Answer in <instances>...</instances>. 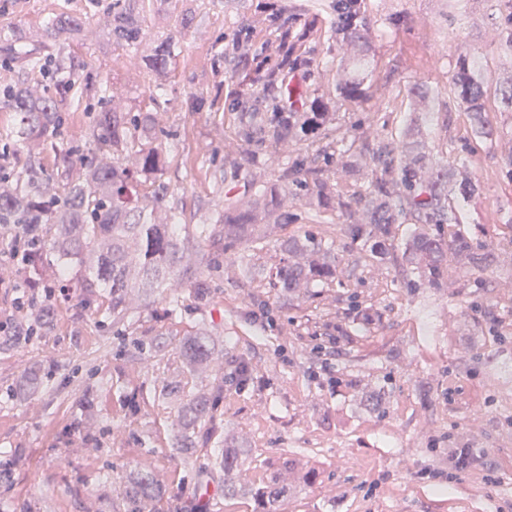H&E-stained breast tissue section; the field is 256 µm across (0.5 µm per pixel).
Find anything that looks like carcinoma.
I'll return each instance as SVG.
<instances>
[{
    "label": "carcinoma",
    "mask_w": 512,
    "mask_h": 512,
    "mask_svg": "<svg viewBox=\"0 0 512 512\" xmlns=\"http://www.w3.org/2000/svg\"><path fill=\"white\" fill-rule=\"evenodd\" d=\"M146 2L112 0V40L135 53L143 41L140 17ZM498 4L504 20L500 40L512 51V0H498ZM331 8L334 18L330 32L342 36L343 43L368 38L371 23L364 0H334ZM270 9L272 31L264 50L273 51L280 62L276 69L258 78L259 95L267 111L237 112L232 116L240 152L236 169L246 171L245 191L240 197L225 200L216 223L198 225L199 237H214L224 241V247L236 250L234 262L246 278L252 274L249 251L254 244H273L285 255L272 277L273 286L304 294L314 283H324L336 274V256L333 244L317 239L309 231L286 232L280 211L303 197L318 219L327 211L339 210L342 233L368 247L380 261L394 257V225H416L404 244L401 262L408 275L417 276L418 282L431 287L441 284L448 250L477 260L470 239L459 232L449 238L444 230L446 224H461L453 205L454 195L469 199L477 185L461 182L450 186L451 168L433 161V155L410 139L407 127L378 134L371 140L362 141L347 132L330 138L328 125L332 117L326 104L318 101L309 111H300L298 105L307 104V96L287 81L288 72L298 66L294 57L296 7L276 0ZM82 26V19L67 15L47 33L57 39L81 31ZM252 38L249 26L242 24L234 30L233 45L238 50H248ZM43 47L36 36L0 38L1 62L16 66L26 75L55 80L52 93L35 96L28 85L21 83L0 87V97L20 116L17 141L30 154L53 150L65 179L58 193L47 195L41 188L46 175L29 171L26 181L15 191L0 194V226H24L34 238L33 248L26 253L29 281L41 285L60 281L65 267L75 262L85 272V304L91 306L107 297L112 325L125 324L130 319L135 291L180 285V275L199 266L202 258L181 234L182 218L167 205V187L152 180L167 163L158 143L162 132L158 110L152 107L123 112L112 107L107 85L103 84L88 137L65 149L57 148L56 138L64 123L61 105L67 102L73 109H80L83 91L72 80L55 79L62 65L42 54ZM173 48L171 39L155 44L144 59L145 64L164 73ZM335 81L350 99L363 98L361 83L351 77L348 69H337ZM451 85L456 96L470 103L477 133L491 135L484 119L482 100L486 90L479 69L461 61ZM319 131L327 139L326 144L310 142L279 167L274 181L262 180L261 171L277 148ZM313 148L322 153L326 166L335 165L348 175L356 172L352 158L365 156L372 168L370 183L354 197L342 200L336 179L311 167L309 150ZM91 154L108 155L112 164L96 163L89 158ZM145 184L149 185L143 194L146 205L140 208L132 200L138 196L137 187ZM47 251L57 260L54 268L44 261ZM50 314V304L41 301L24 335L32 336L46 327ZM181 356L189 372L207 369L214 359L208 333L199 330L187 338ZM46 379L43 367L30 366L24 371L22 387L37 388ZM181 394L185 395V403L176 448L188 465L198 454L212 453L210 445L220 443L221 421L216 404L224 395V379L213 378L209 389L200 394L169 385L159 389L163 398ZM212 466L224 473V496L247 494L256 512H282L288 487L277 475L270 474L258 483L250 481L244 474L241 453L236 450H223L213 457ZM160 494L149 475L137 473L124 487V512H150L151 502Z\"/></svg>",
    "instance_id": "1"
}]
</instances>
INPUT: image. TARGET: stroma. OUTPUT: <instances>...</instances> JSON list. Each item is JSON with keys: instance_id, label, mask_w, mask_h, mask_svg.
I'll list each match as a JSON object with an SVG mask.
<instances>
[{"instance_id": "1", "label": "stroma", "mask_w": 512, "mask_h": 512, "mask_svg": "<svg viewBox=\"0 0 512 512\" xmlns=\"http://www.w3.org/2000/svg\"><path fill=\"white\" fill-rule=\"evenodd\" d=\"M110 2L0 0V35L42 33L60 15L82 18L73 39L46 42L69 66L59 79L73 72L107 80L113 103L134 112L148 106L156 79L129 48L105 42ZM299 2L301 23L322 34L302 43L293 81L333 103L339 132L396 130L412 90L437 96L441 120H420L412 138L432 153L452 141L455 179L478 185L460 205L459 229L481 262L452 254L440 287L409 286L399 266L344 237L337 214L316 222L300 201L284 219L287 231L335 241V280L300 296L272 287L281 255L267 245L254 251V280L240 282L221 243L197 240L196 228L212 223L239 188L231 166L238 151L224 118L258 111L243 91L278 58L242 56L228 38L245 23L255 43L265 42L268 0H169L144 21L148 41L175 43L159 101L171 162L159 180L212 265L209 299L198 304L192 289H182L172 317L167 291H146L136 325L120 335L106 306H86L82 270L73 265L52 301L50 326L27 339L18 331L31 308L14 289L25 271L0 268V333L16 338L0 348V453L15 459L0 480V512H123L124 483L137 472L162 489L152 512L183 504L253 512L248 497H225L224 477L208 458L183 465L174 446L180 400L155 394L164 384L209 386L210 375L190 376L180 356L184 339L202 326L216 352L213 367L224 374L222 445L241 451L251 479L280 471L293 487L285 512H512V112L500 95L512 84V52L500 42L497 0H458L453 8L447 0H367L372 36L345 54L328 32L332 0ZM186 9L194 19L182 29L175 19ZM471 58L484 76L488 137L473 132L450 89L459 61ZM342 62L362 77L364 103L337 88ZM17 126V112L0 105V192L14 189L30 166L57 191L53 152L7 150ZM140 338L159 349L138 348ZM32 365L52 369L46 389L17 393ZM131 397L138 412L127 405ZM458 448L481 454L452 472L448 456ZM302 469L315 479L300 482ZM105 471L112 481L102 487Z\"/></svg>"}]
</instances>
